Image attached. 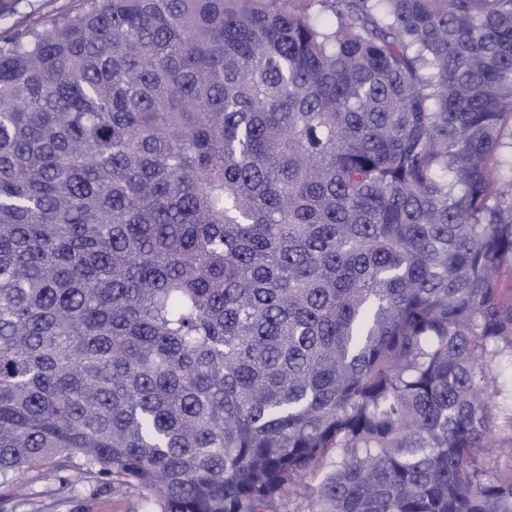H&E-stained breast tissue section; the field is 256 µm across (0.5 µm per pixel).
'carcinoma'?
Segmentation results:
<instances>
[{
  "label": "carcinoma",
  "mask_w": 512,
  "mask_h": 512,
  "mask_svg": "<svg viewBox=\"0 0 512 512\" xmlns=\"http://www.w3.org/2000/svg\"><path fill=\"white\" fill-rule=\"evenodd\" d=\"M500 362L512 0H84L0 40L1 486L512 512Z\"/></svg>",
  "instance_id": "obj_1"
}]
</instances>
